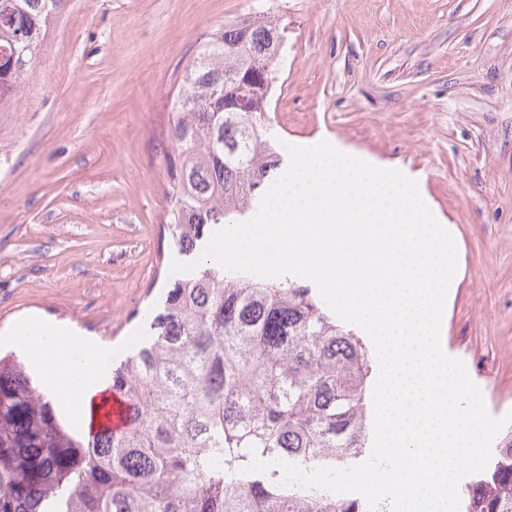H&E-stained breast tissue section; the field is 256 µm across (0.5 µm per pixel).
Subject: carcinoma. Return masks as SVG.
<instances>
[{"mask_svg": "<svg viewBox=\"0 0 512 512\" xmlns=\"http://www.w3.org/2000/svg\"><path fill=\"white\" fill-rule=\"evenodd\" d=\"M66 0H0V112ZM284 31L227 23L180 74L164 176L167 259L255 214L283 164L269 135ZM371 361L315 290L212 262L177 277L112 368L124 428L82 437L24 357L0 354V512H366L359 497L281 484L277 462L346 468L367 448ZM462 512H512V428L462 492Z\"/></svg>", "mask_w": 512, "mask_h": 512, "instance_id": "obj_1", "label": "carcinoma"}]
</instances>
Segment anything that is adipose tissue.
Wrapping results in <instances>:
<instances>
[{"instance_id":"1","label":"adipose tissue","mask_w":512,"mask_h":512,"mask_svg":"<svg viewBox=\"0 0 512 512\" xmlns=\"http://www.w3.org/2000/svg\"><path fill=\"white\" fill-rule=\"evenodd\" d=\"M11 340L39 369L52 401L77 428L88 430L92 416L98 414L108 393L111 352L39 320L20 323Z\"/></svg>"}]
</instances>
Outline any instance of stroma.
I'll return each instance as SVG.
<instances>
[{
	"instance_id": "stroma-1",
	"label": "stroma",
	"mask_w": 512,
	"mask_h": 512,
	"mask_svg": "<svg viewBox=\"0 0 512 512\" xmlns=\"http://www.w3.org/2000/svg\"><path fill=\"white\" fill-rule=\"evenodd\" d=\"M287 27L270 128L415 179L459 244L441 334L512 413V0H67L0 112V340L28 318L122 358L172 273L177 77L248 14Z\"/></svg>"
}]
</instances>
